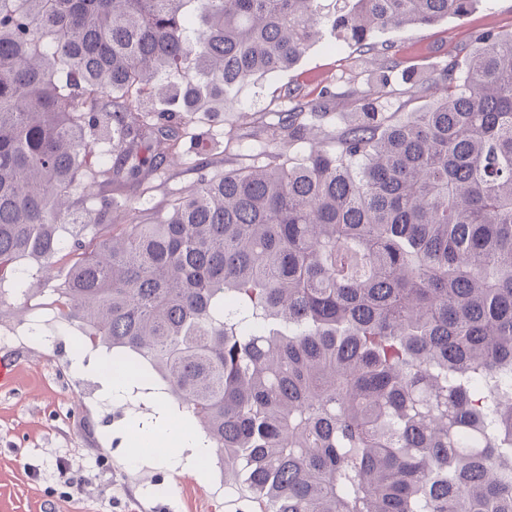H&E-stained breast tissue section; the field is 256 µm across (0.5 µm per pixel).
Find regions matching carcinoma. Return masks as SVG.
Instances as JSON below:
<instances>
[{"label":"carcinoma","mask_w":512,"mask_h":512,"mask_svg":"<svg viewBox=\"0 0 512 512\" xmlns=\"http://www.w3.org/2000/svg\"><path fill=\"white\" fill-rule=\"evenodd\" d=\"M476 2L0 0V283L69 259L62 318L194 418L250 512H512V33L402 122L372 62L336 151L299 166H202L149 222L103 188L324 26L369 52Z\"/></svg>","instance_id":"cac0c4a2"}]
</instances>
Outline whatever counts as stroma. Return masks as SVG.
Returning <instances> with one entry per match:
<instances>
[{
  "instance_id": "stroma-1",
  "label": "stroma",
  "mask_w": 512,
  "mask_h": 512,
  "mask_svg": "<svg viewBox=\"0 0 512 512\" xmlns=\"http://www.w3.org/2000/svg\"><path fill=\"white\" fill-rule=\"evenodd\" d=\"M483 31H512V0H478L460 19L377 32V59L400 64L381 100L384 116L405 118L434 99L432 91L402 78V71L436 74L450 60L464 59ZM373 77L358 47L323 29L290 69L230 91L233 111L201 108L178 120L176 165L146 173L143 186L113 193V216L140 207L153 217L193 189L202 162L215 176L253 165L302 162L308 143L281 148L266 133L301 103L323 102L310 137L335 150L337 135ZM63 274V266H56L47 284H33L25 293L12 283L0 284V359L16 365L12 383L0 387V512H232L241 504V492L225 480L215 455H208L196 475L166 465L156 451L133 453L134 435L156 418L148 397L152 387L135 385L125 404L116 407L98 375L74 369L81 330L59 318L48 295L62 285ZM61 460L67 464L63 473L57 468Z\"/></svg>"
}]
</instances>
